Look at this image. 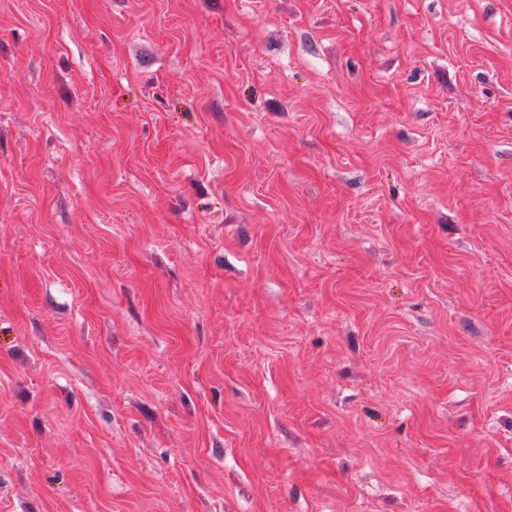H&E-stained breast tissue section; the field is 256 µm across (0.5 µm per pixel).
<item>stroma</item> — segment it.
Listing matches in <instances>:
<instances>
[{"label": "stroma", "mask_w": 512, "mask_h": 512, "mask_svg": "<svg viewBox=\"0 0 512 512\" xmlns=\"http://www.w3.org/2000/svg\"><path fill=\"white\" fill-rule=\"evenodd\" d=\"M0 512H512V0H0Z\"/></svg>", "instance_id": "1"}]
</instances>
